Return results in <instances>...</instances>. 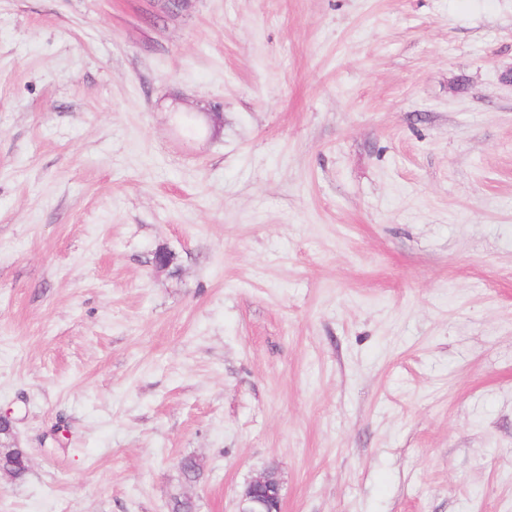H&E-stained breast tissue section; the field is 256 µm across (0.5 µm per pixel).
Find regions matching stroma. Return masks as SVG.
<instances>
[{
  "label": "stroma",
  "mask_w": 512,
  "mask_h": 512,
  "mask_svg": "<svg viewBox=\"0 0 512 512\" xmlns=\"http://www.w3.org/2000/svg\"><path fill=\"white\" fill-rule=\"evenodd\" d=\"M509 69L512 0H0V512H512ZM25 448H14L10 453H1L0 448V466L12 470L15 474V478L18 481L24 480L27 473V464L29 465V458L27 457ZM281 484L269 470L252 477L239 494L237 512H281L272 504H281Z\"/></svg>",
  "instance_id": "1"
}]
</instances>
